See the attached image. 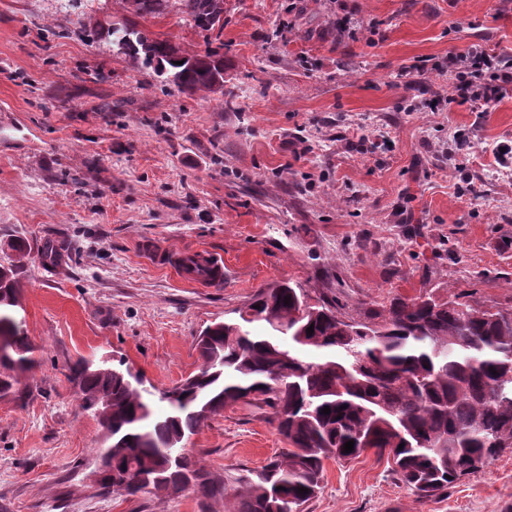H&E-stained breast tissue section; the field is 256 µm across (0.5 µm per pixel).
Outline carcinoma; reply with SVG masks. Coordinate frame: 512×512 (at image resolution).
I'll list each match as a JSON object with an SVG mask.
<instances>
[{
    "label": "carcinoma",
    "mask_w": 512,
    "mask_h": 512,
    "mask_svg": "<svg viewBox=\"0 0 512 512\" xmlns=\"http://www.w3.org/2000/svg\"><path fill=\"white\" fill-rule=\"evenodd\" d=\"M174 4L207 43L181 65L172 42L140 22ZM133 6L125 56L171 90H210L224 66V0ZM20 298L15 260L0 263V334L11 340L0 355L5 394L17 384L13 372L36 364L14 317ZM238 314L197 337L198 371L163 394L144 389L129 369L84 360L69 368L81 409L104 429L97 454L110 459V473L98 479L102 492L135 496L137 477L153 470L161 476L158 494L216 499L231 489L233 512H303L320 489L324 462L352 460L368 447L387 455L392 472L422 498L447 492L512 448L511 309L425 294L399 299L381 322L364 323L279 284L261 289ZM240 402L268 407L288 448L259 470L207 473L182 443Z\"/></svg>",
    "instance_id": "obj_1"
}]
</instances>
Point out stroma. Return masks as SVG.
Returning a JSON list of instances; mask_svg holds the SVG:
<instances>
[{
    "label": "stroma",
    "instance_id": "obj_1",
    "mask_svg": "<svg viewBox=\"0 0 512 512\" xmlns=\"http://www.w3.org/2000/svg\"><path fill=\"white\" fill-rule=\"evenodd\" d=\"M129 0H93L65 20L51 0H0V250L23 239L16 318L39 367L0 397V512H224L195 493H100L103 439L79 407L69 365L103 355L169 388L198 365L194 338L236 318L275 282L377 323L391 301L463 293L512 309V93L484 112L451 105L455 75L398 70L474 45L512 56V0H224L222 96L186 95L63 26ZM351 17L354 33L340 31ZM287 38L273 39L280 21ZM145 26L187 53L203 35L169 9ZM104 72V82L88 74ZM111 102L109 112L99 111ZM476 151L448 162L457 134ZM479 198L463 196L467 185ZM222 256L219 288L180 280L143 256ZM65 246L60 266L48 247ZM202 465L256 469L283 442L266 413L240 403L188 441ZM512 512V450L444 495L422 499L375 450L324 465L305 512Z\"/></svg>",
    "mask_w": 512,
    "mask_h": 512
}]
</instances>
